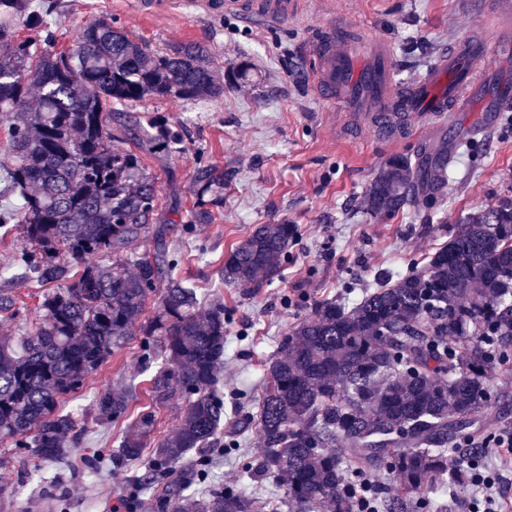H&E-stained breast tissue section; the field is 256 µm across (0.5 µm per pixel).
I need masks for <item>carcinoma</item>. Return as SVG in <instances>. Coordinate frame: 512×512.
<instances>
[{
    "mask_svg": "<svg viewBox=\"0 0 512 512\" xmlns=\"http://www.w3.org/2000/svg\"><path fill=\"white\" fill-rule=\"evenodd\" d=\"M54 4L0 0V112L12 114L15 163L3 167L5 190L22 199L0 209V229L21 225L11 266L43 286L30 336L0 340V441L63 460L76 434L59 399L75 392L120 348L145 311L165 267L175 264L161 230L153 257L127 254L149 233L156 178L140 155L172 152L182 135L160 116L117 118L116 106L145 98L209 99L224 93L208 50L184 43L153 56L110 19L82 26L72 48L55 49ZM24 27L32 36L21 39ZM411 163L388 161L364 198L373 212H397L416 195ZM197 192L224 189V170L199 165ZM297 235L293 224H260L229 253L224 281L260 288L279 277ZM133 265L134 271L125 272ZM0 312L29 314L0 290ZM224 307L205 309L197 291L171 278L144 330L143 358L159 356L155 401L185 399L177 431L158 441L152 473L135 482L127 512H422L424 487L471 484L468 448L448 440L479 431L497 409L491 370L512 363V203L457 226L425 262L366 291L354 303L313 304L267 365L251 415L224 418L219 372L227 341ZM110 423L128 419V396L95 400ZM156 418L144 411L126 427L112 464L140 458ZM256 425L263 453L241 481L212 480L211 449L237 448ZM395 482L383 491L368 477ZM273 482L280 502L257 496Z\"/></svg>",
    "mask_w": 512,
    "mask_h": 512,
    "instance_id": "obj_1",
    "label": "carcinoma"
}]
</instances>
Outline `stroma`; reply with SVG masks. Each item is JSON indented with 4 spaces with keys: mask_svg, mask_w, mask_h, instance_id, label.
I'll return each instance as SVG.
<instances>
[{
    "mask_svg": "<svg viewBox=\"0 0 512 512\" xmlns=\"http://www.w3.org/2000/svg\"><path fill=\"white\" fill-rule=\"evenodd\" d=\"M304 2L301 15L269 28L232 14L215 17L182 0H166L151 13L143 0H58V49H68L84 23L109 17L156 54L186 42L203 46L224 85L214 99H146L128 103L124 112L140 121L163 116L182 133L179 151L142 157L158 182L151 226L163 229L178 260L165 277L189 281L205 305L224 307L228 343L221 389L229 414L239 407L241 392L260 394L266 362L311 304L361 295L380 273L403 271L434 252L457 224L512 200V110L486 109L488 96L512 86V55L486 67L481 91L453 128L410 133L389 146L356 127L321 126L326 106L311 94L305 53L317 24L356 25L391 42L395 68L412 79L454 39L476 35L489 45L502 40L497 0ZM395 156L412 164L416 199L399 212L373 214L364 208V196ZM440 162L441 183L431 175ZM203 163L224 170L221 201L212 206L208 224L192 219L198 203L192 176ZM284 223L297 225L298 236L282 276L259 288L226 284L229 252L255 225ZM142 339L141 325H134L126 344L87 377L82 390L61 398L60 409L73 414L82 430L64 463L49 464L33 449L0 443V512H50L39 482L46 470L58 476L66 512H124L127 491L148 472L152 455L108 473L87 469L88 458L118 448L124 431L97 420L94 397L128 390L132 412L155 408L159 436L175 431L182 407L177 396L155 404L151 383L161 363L143 359ZM492 385L508 400L477 432L480 440L512 428V369L494 368ZM262 451L257 430H249L238 450L219 461L216 480L236 483L242 465Z\"/></svg>",
    "mask_w": 512,
    "mask_h": 512,
    "instance_id": "obj_1",
    "label": "stroma"
}]
</instances>
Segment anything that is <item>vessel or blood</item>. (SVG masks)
I'll list each match as a JSON object with an SVG mask.
<instances>
[{"label": "vessel or blood", "mask_w": 512, "mask_h": 512, "mask_svg": "<svg viewBox=\"0 0 512 512\" xmlns=\"http://www.w3.org/2000/svg\"><path fill=\"white\" fill-rule=\"evenodd\" d=\"M300 0H200L209 14L233 13L242 21L276 25L298 11ZM308 57L315 94L327 102L323 123L363 119L381 142L393 145L402 134L429 124L453 121L483 83L490 54L485 42L471 37L444 47L439 59L418 79L403 83L392 64L388 42L368 40L329 27L312 40Z\"/></svg>", "instance_id": "vessel-or-blood-1"}]
</instances>
